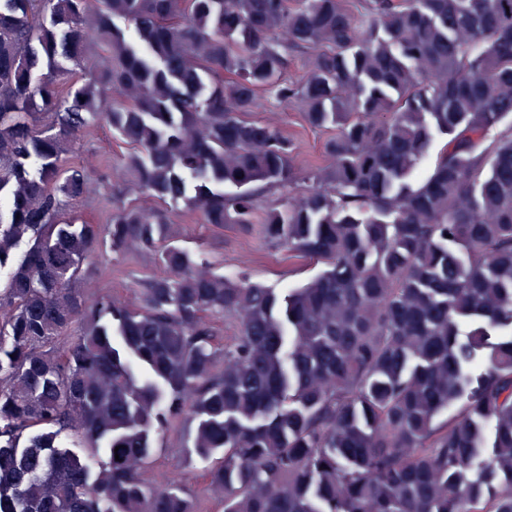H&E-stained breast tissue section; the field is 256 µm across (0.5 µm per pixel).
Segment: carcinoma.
Returning <instances> with one entry per match:
<instances>
[{
	"label": "carcinoma",
	"instance_id": "1",
	"mask_svg": "<svg viewBox=\"0 0 512 512\" xmlns=\"http://www.w3.org/2000/svg\"><path fill=\"white\" fill-rule=\"evenodd\" d=\"M366 2L0 0V512H197L145 478L181 419L222 512H512V0ZM92 37L105 62L61 94ZM262 90L336 129L265 214L323 265L304 285L211 271L162 210L60 217L91 183L63 155L102 120L136 189L255 223L294 174L293 142L246 118ZM101 242L157 253L139 304L73 287ZM207 313L237 321L222 354ZM309 50L295 49L288 53V66L284 78L288 82H298L306 73V65L311 57Z\"/></svg>",
	"mask_w": 512,
	"mask_h": 512
}]
</instances>
